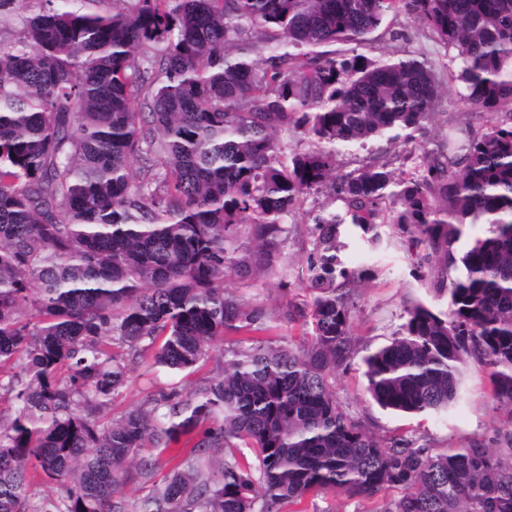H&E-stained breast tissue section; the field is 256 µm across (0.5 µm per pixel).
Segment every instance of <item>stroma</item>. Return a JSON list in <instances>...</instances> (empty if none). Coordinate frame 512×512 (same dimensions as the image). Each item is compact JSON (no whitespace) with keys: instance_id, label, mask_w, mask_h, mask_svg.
Wrapping results in <instances>:
<instances>
[{"instance_id":"1","label":"stroma","mask_w":512,"mask_h":512,"mask_svg":"<svg viewBox=\"0 0 512 512\" xmlns=\"http://www.w3.org/2000/svg\"><path fill=\"white\" fill-rule=\"evenodd\" d=\"M402 31L397 42L377 37L364 52L382 57L389 51L400 49L439 63L440 81L448 82L449 90L442 95L441 111L456 121L470 119L468 108L460 101L461 84L449 82L444 68V51L431 33L414 21L400 17L392 22ZM372 154L382 155L395 172H409L420 155L418 143L390 144L378 139L365 146L343 151L339 156L342 170L358 168ZM327 193L312 194L287 220L288 240L281 254L273 259L271 274L241 278L229 273L224 286L233 291L248 307H258L266 314L268 329L259 339L264 343L281 345L295 351L302 350L310 341V328L299 321H288L283 313L288 302L302 301L305 291L297 279L312 250V214L329 205ZM389 247L382 257L373 261L359 286L355 309L352 313V333L357 342V357L350 365L337 370L330 379L337 401L358 421L367 433L381 445H392L403 438L414 444H428L433 451L461 448L473 441L494 447L497 433L512 428V407L495 402L491 397L488 367L471 362L465 365L460 379V399L449 406L442 417L417 415L403 417L382 410L367 393V380L361 358L369 352L391 343L405 322L407 308L418 302L445 304V297L437 295L431 286L428 266L417 264L409 255L405 237L395 226L384 229ZM176 376L159 370L139 366L127 374L125 387L112 398L107 416L117 417L139 404L149 393L169 390L176 384ZM396 490H388L372 497H348L340 494L307 496L301 503L303 512H374L382 502L399 498Z\"/></svg>"}]
</instances>
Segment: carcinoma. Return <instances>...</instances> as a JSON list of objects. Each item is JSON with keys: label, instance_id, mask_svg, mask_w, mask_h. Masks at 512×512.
<instances>
[{"label": "carcinoma", "instance_id": "1", "mask_svg": "<svg viewBox=\"0 0 512 512\" xmlns=\"http://www.w3.org/2000/svg\"><path fill=\"white\" fill-rule=\"evenodd\" d=\"M37 2L0 46V373L23 360L0 378V512H277L391 488L403 496L380 512H512V428L494 450L384 448L329 383L356 353L367 271L344 261V234L375 250L394 224L448 300L409 308L364 358L371 399L445 411L475 361L512 406V0ZM398 14L445 49L480 128L438 112L434 61L360 52ZM441 117L451 131L421 142L415 171L339 169V148L407 144ZM290 127L311 147L285 157ZM324 191L345 212L312 214L309 299L286 312L311 323L307 348L231 349L189 387L101 415L130 369L189 377L224 332L264 329L224 277L271 272L285 218ZM36 474L63 495L32 501ZM136 482L151 489L130 503Z\"/></svg>", "mask_w": 512, "mask_h": 512}]
</instances>
